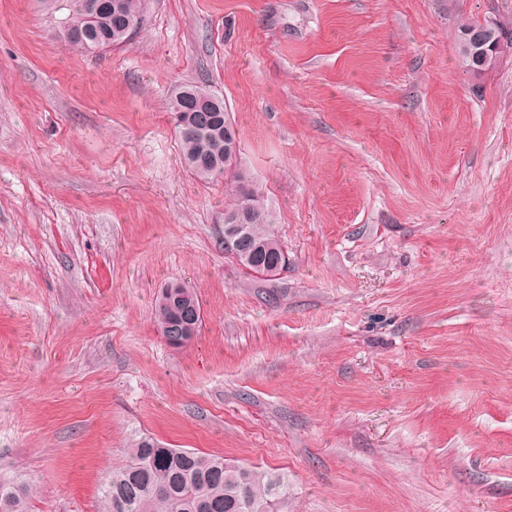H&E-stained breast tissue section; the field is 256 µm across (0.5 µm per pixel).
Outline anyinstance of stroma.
I'll return each instance as SVG.
<instances>
[{
  "label": "stroma",
  "instance_id": "obj_1",
  "mask_svg": "<svg viewBox=\"0 0 512 512\" xmlns=\"http://www.w3.org/2000/svg\"><path fill=\"white\" fill-rule=\"evenodd\" d=\"M512 0H146L97 54L0 0V480L97 512L139 436L287 473L282 512H512ZM223 96L288 250H224L168 111ZM204 313L157 332L169 282ZM488 22V25L483 23V28L475 36L469 33L463 36V45L474 65L471 70L476 73H480L482 67L487 65L490 54L494 53L498 44V37L494 31L495 21L489 18ZM167 286L161 290L156 299L155 321L159 333L166 340L168 345H170L169 340L172 336H181L180 341L184 345L176 346V343H172L171 346L174 348H182L198 335L203 322V309L201 306L199 312H195L184 319L182 327V333L184 336L182 338L178 328L180 315L164 296Z\"/></svg>",
  "mask_w": 512,
  "mask_h": 512
}]
</instances>
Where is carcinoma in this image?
Wrapping results in <instances>:
<instances>
[{"instance_id":"carcinoma-1","label":"carcinoma","mask_w":512,"mask_h":512,"mask_svg":"<svg viewBox=\"0 0 512 512\" xmlns=\"http://www.w3.org/2000/svg\"><path fill=\"white\" fill-rule=\"evenodd\" d=\"M45 7L68 14L61 19L69 43L89 52H103L122 39L128 20L144 23V0H99L91 12L87 0H42ZM169 112H180L194 127L191 136H177L185 165L201 180L224 179L228 204L224 215L247 214L242 243L234 254L239 265L263 276L277 274L285 246L275 234V216L262 188L241 168L227 170L224 156V99L198 85L180 87ZM180 315L164 293L155 304L157 329L165 340L179 335ZM288 476L224 462V457L186 448H169L149 436L130 442L126 461L103 482L98 512H277L288 499ZM28 490L0 482V512H28Z\"/></svg>"}]
</instances>
